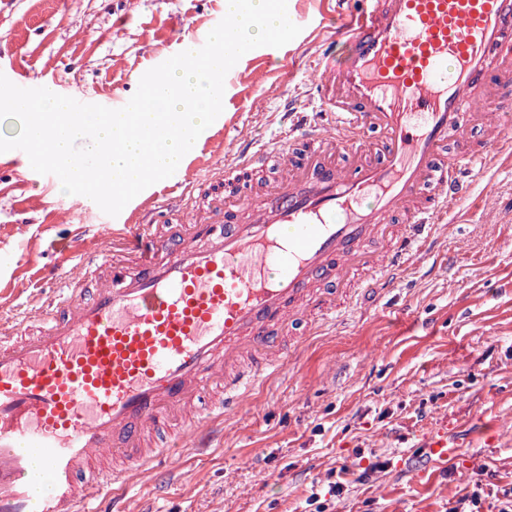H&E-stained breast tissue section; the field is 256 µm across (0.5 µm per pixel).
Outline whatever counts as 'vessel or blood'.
<instances>
[{"label": "vessel or blood", "mask_w": 512, "mask_h": 512, "mask_svg": "<svg viewBox=\"0 0 512 512\" xmlns=\"http://www.w3.org/2000/svg\"><path fill=\"white\" fill-rule=\"evenodd\" d=\"M336 14L276 146L170 176L174 200L118 217V245L0 329V512H103L107 497L123 512L130 473L170 454L155 430L179 420L201 435L343 301L389 285L470 196L474 169L512 159L511 135H465L478 111H512V0ZM266 167L275 180L203 193Z\"/></svg>", "instance_id": "1"}]
</instances>
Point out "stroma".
Masks as SVG:
<instances>
[{
  "label": "stroma",
  "instance_id": "1",
  "mask_svg": "<svg viewBox=\"0 0 512 512\" xmlns=\"http://www.w3.org/2000/svg\"><path fill=\"white\" fill-rule=\"evenodd\" d=\"M287 6L310 27L230 69L221 117L185 168L234 164L243 135L272 145L285 103L304 95L302 53L336 14L329 0ZM223 11L224 0H8L0 73L59 95L128 99ZM453 216L384 304L357 302L308 336L283 374L225 416L212 448L183 431L171 460L133 475L124 492L133 512H315L309 496L334 482L327 512H450L476 490L480 512H497L512 493V168L478 170ZM105 218L30 164L0 168V309L37 312L45 283L103 241ZM439 434L457 437V456L427 449Z\"/></svg>",
  "mask_w": 512,
  "mask_h": 512
}]
</instances>
